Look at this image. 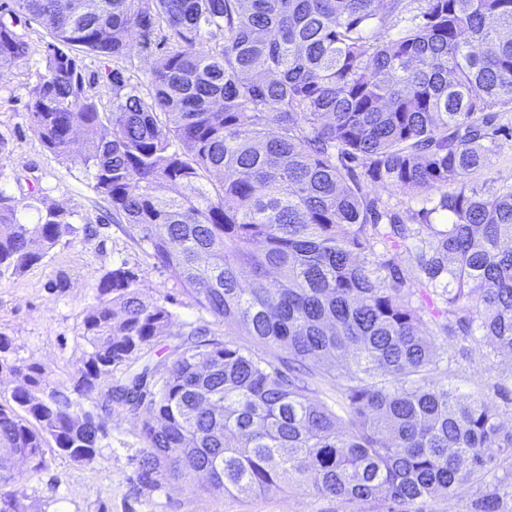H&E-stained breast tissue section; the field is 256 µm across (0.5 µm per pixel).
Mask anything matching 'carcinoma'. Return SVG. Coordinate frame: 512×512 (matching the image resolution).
Segmentation results:
<instances>
[{
  "instance_id": "carcinoma-1",
  "label": "carcinoma",
  "mask_w": 512,
  "mask_h": 512,
  "mask_svg": "<svg viewBox=\"0 0 512 512\" xmlns=\"http://www.w3.org/2000/svg\"><path fill=\"white\" fill-rule=\"evenodd\" d=\"M13 2L49 37L29 112L44 145L92 172L112 222L200 312L269 352L189 324L153 360L173 313L124 265L97 283L67 377L9 358L0 335V371L21 380L0 393V512H31L16 464L91 462L116 407L145 410L137 476L153 488L204 472L209 494L288 481L424 512L472 483L462 512H512V431L491 398L449 387L433 343L512 353V186L470 180L496 148L488 113L512 112V0ZM139 30L160 51L145 94L123 65ZM28 53L1 14L0 69ZM82 54L115 62L112 111ZM40 203L0 188V278L77 232ZM316 382L335 405L309 398Z\"/></svg>"
}]
</instances>
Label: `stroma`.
<instances>
[{"label": "stroma", "mask_w": 512, "mask_h": 512, "mask_svg": "<svg viewBox=\"0 0 512 512\" xmlns=\"http://www.w3.org/2000/svg\"><path fill=\"white\" fill-rule=\"evenodd\" d=\"M16 32L28 43V56L0 70V187L22 197L39 188L46 205L63 208L78 234L57 246L40 264L18 277L0 279V334L12 342L14 355L46 365L56 376L74 370L81 354L79 328L95 303V288L112 268L127 265L138 275L146 298L166 302L174 319L163 340L174 345L187 324L204 325L209 318L183 295L166 271L156 266L136 242L126 224L112 221L109 205L92 188L83 165L60 158L42 143L28 119L30 91L46 71L48 37L24 15L14 18ZM85 90L100 111L112 109V87L106 75L111 60L81 58ZM499 133L490 165L474 181L494 191L512 184V112L497 113ZM97 233L81 234L84 225ZM64 287H56V280ZM512 375V354H490L486 345H471L451 366L449 381L461 394L498 398L497 383ZM144 412L116 409L105 422L107 437L91 463L79 464L55 456L32 470L20 464L28 500L39 512H377L372 501L344 502L314 494L305 487L282 486L262 495H203L204 477L178 480L152 489L136 478V456L143 446Z\"/></svg>", "instance_id": "stroma-1"}]
</instances>
